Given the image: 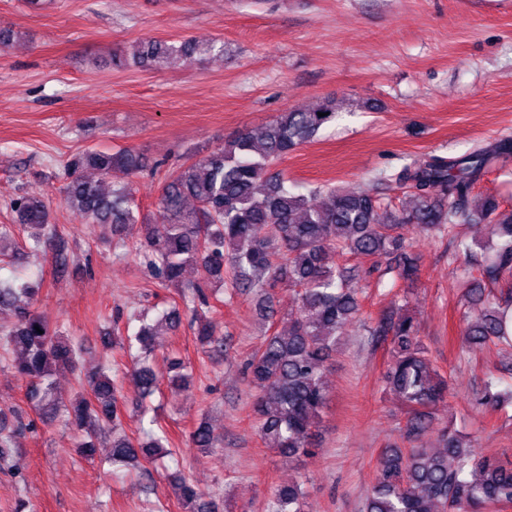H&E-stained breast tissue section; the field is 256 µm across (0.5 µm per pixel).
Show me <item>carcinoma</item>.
Masks as SVG:
<instances>
[{
    "label": "carcinoma",
    "mask_w": 512,
    "mask_h": 512,
    "mask_svg": "<svg viewBox=\"0 0 512 512\" xmlns=\"http://www.w3.org/2000/svg\"><path fill=\"white\" fill-rule=\"evenodd\" d=\"M224 46L215 40L145 39L134 45L132 60L143 67L161 66L178 59L184 63L220 55ZM323 116H318V113ZM336 106L319 110L281 112L269 123L240 133L208 154L171 174L158 202V230L145 224L135 247L156 283L180 289L181 304L164 310L149 323L141 320L137 331L112 346L133 361L128 376L141 397L153 395L161 376L149 363L159 328L170 330L182 322L180 308L195 315L194 335L205 353L228 346L204 315L211 308L208 291L232 297L249 291L263 303L272 302L283 282L297 289L298 305L288 317V327L264 336L261 346L244 362L243 374L255 390L253 412L256 430L271 450L289 459L316 453V428L329 401L327 363L347 322L361 311L358 289L336 257L351 254L401 261L400 276L409 285L417 279V265L397 233L401 224L422 229L446 227L460 219L485 222L498 237L494 253L482 265V280L471 283L472 304L481 308L464 317L463 336L473 348L490 342L512 346V286L494 303L484 300L486 287L512 275V209H503L492 196L469 208L474 184L503 154L512 152L505 140L496 148H479L457 158L430 156L385 176L405 190L409 200L398 210L388 208L366 189L316 188L302 194L286 186L281 174L269 170L288 154L310 141L318 131L335 122ZM69 182L65 206L79 211L90 224L110 228L121 237L126 224L140 219V205L130 184H114L117 173L134 175L145 167L142 153L132 148L87 149L66 164ZM16 223L33 241V251L63 265L49 225V209L39 192L14 200ZM204 273L203 280H183L186 266ZM40 283H0V308L11 306L15 322L3 337L14 352L12 368L27 382V397L41 421L66 417L79 448L91 456L94 440L112 431L110 462L113 472L145 462L156 465L164 458L179 464L169 448V436L156 417L140 426L135 436L122 432L121 390L110 370L92 369L84 374L81 391L66 399L53 385L59 370L73 368L75 347L52 331L36 308ZM374 340L389 345L385 379L392 391L413 409L404 438L417 442L427 432L431 409L448 396V380L426 356L409 317L382 316L371 332ZM168 387L189 385L187 365L170 360ZM512 399V386L501 387L489 376L478 401L496 408ZM34 424L8 423L0 417V462L9 457L14 439ZM444 449L396 448L377 463L375 482L361 512H491L512 505V458L488 456L457 431L444 429ZM220 444L206 420L190 431L188 446L206 453ZM171 494L187 512H223L219 497L208 494L181 472L169 473ZM306 491L299 478L272 487L265 512H305Z\"/></svg>",
    "instance_id": "carcinoma-1"
}]
</instances>
